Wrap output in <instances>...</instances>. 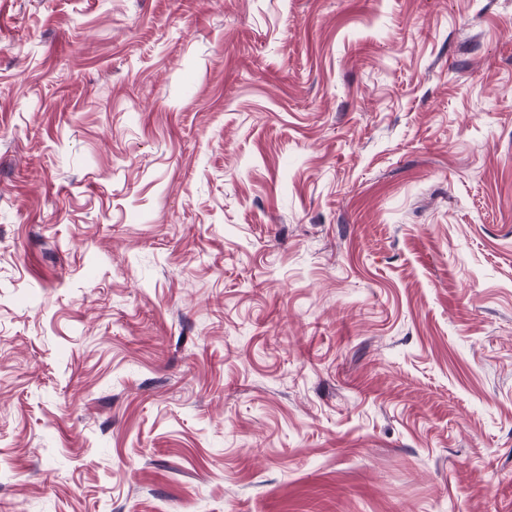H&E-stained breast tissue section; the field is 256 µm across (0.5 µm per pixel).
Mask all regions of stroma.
Masks as SVG:
<instances>
[{
  "mask_svg": "<svg viewBox=\"0 0 512 512\" xmlns=\"http://www.w3.org/2000/svg\"><path fill=\"white\" fill-rule=\"evenodd\" d=\"M0 512H512V0H0Z\"/></svg>",
  "mask_w": 512,
  "mask_h": 512,
  "instance_id": "35a3bbf8",
  "label": "stroma"
}]
</instances>
